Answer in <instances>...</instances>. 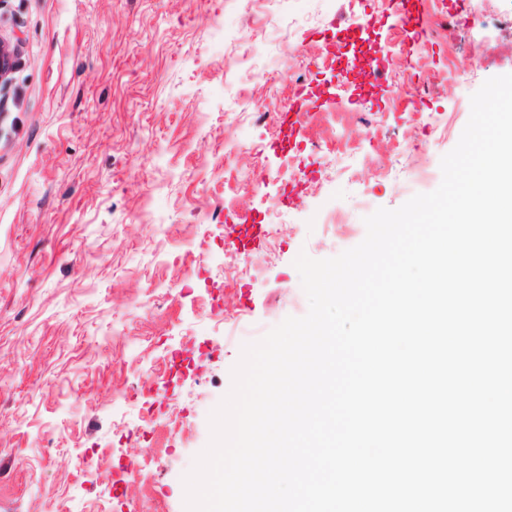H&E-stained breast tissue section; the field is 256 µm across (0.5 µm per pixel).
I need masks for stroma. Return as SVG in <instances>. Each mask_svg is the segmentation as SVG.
I'll return each mask as SVG.
<instances>
[{
  "label": "stroma",
  "mask_w": 512,
  "mask_h": 512,
  "mask_svg": "<svg viewBox=\"0 0 512 512\" xmlns=\"http://www.w3.org/2000/svg\"><path fill=\"white\" fill-rule=\"evenodd\" d=\"M371 8L386 69L363 93L321 64L357 0H0L22 54L0 88V512H185L243 345L308 311L299 253L337 256L439 186L471 95L512 73V0H420L412 67L395 0ZM300 79L322 92L307 148L273 153L251 109ZM234 239L232 242L240 250L246 251L258 244L267 234L266 224H257L254 220L251 224H238L233 228Z\"/></svg>",
  "instance_id": "stroma-1"
}]
</instances>
